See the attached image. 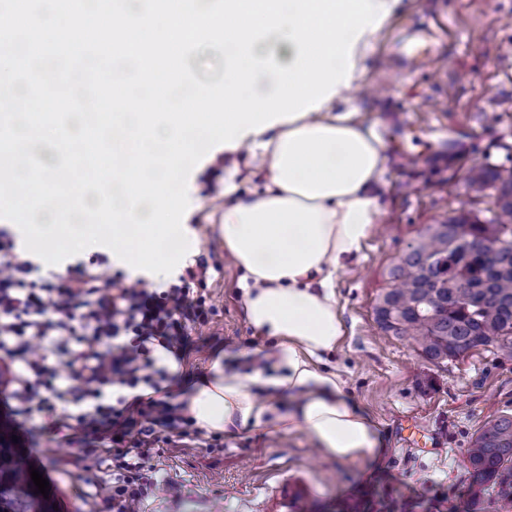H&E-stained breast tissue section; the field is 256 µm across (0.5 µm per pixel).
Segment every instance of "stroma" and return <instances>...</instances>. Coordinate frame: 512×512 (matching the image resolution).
<instances>
[{
  "mask_svg": "<svg viewBox=\"0 0 512 512\" xmlns=\"http://www.w3.org/2000/svg\"><path fill=\"white\" fill-rule=\"evenodd\" d=\"M425 22L444 32L438 62L429 70L396 66V41ZM368 55L350 99L385 142L387 161L377 188L378 229L335 282L346 335L330 363L377 420L388 455L368 472L315 452L301 431L247 430L218 451L189 436L151 450L158 485L141 512H257L264 491L291 475L311 483L312 512L467 510L463 450L485 422L512 415V357L480 346L444 364L430 362L413 341L383 335L373 307L389 268L429 225L463 208L482 219L494 214L493 195L469 192L464 176L476 165L512 170V0H403L371 38ZM228 179L241 195L264 183L251 155L213 147L188 179L186 260L166 277L177 282L200 257L209 265L201 291L215 313L193 327L182 365L196 378L218 354L244 375L272 372L275 363L272 341L244 318L241 272L224 256L219 224ZM410 420L435 435L434 450L401 444L398 429ZM27 426L26 445L37 451L33 466L48 480L58 512H102L111 455H82L50 433L44 417Z\"/></svg>",
  "mask_w": 512,
  "mask_h": 512,
  "instance_id": "35a3bbf8",
  "label": "stroma"
}]
</instances>
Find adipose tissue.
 I'll return each instance as SVG.
<instances>
[{"label": "adipose tissue", "mask_w": 512, "mask_h": 512, "mask_svg": "<svg viewBox=\"0 0 512 512\" xmlns=\"http://www.w3.org/2000/svg\"><path fill=\"white\" fill-rule=\"evenodd\" d=\"M347 93L337 86L319 109L241 138L261 156L265 189L238 197L225 187L220 234L242 272L245 318L273 341L281 372L243 377L218 356L184 401L206 431L232 438L247 428H300L337 463L367 464L386 454L379 425L327 362L345 334L334 283L375 229L386 146L356 109L337 110ZM281 399L287 410L276 408Z\"/></svg>", "instance_id": "ef3b65f1"}]
</instances>
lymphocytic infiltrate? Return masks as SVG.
Wrapping results in <instances>:
<instances>
[{
	"label": "lymphocytic infiltrate",
	"mask_w": 512,
	"mask_h": 512,
	"mask_svg": "<svg viewBox=\"0 0 512 512\" xmlns=\"http://www.w3.org/2000/svg\"><path fill=\"white\" fill-rule=\"evenodd\" d=\"M207 270L198 259L162 290L142 280L109 288L89 272L39 276L0 231V360L17 367L0 397L13 417L47 414L73 447L111 453L110 512H136L153 485L150 448L190 424L154 351L182 355L191 326L208 323L213 309L193 290ZM51 354L70 369L68 383L48 364Z\"/></svg>",
	"instance_id": "lymphocytic-infiltrate-1"
}]
</instances>
